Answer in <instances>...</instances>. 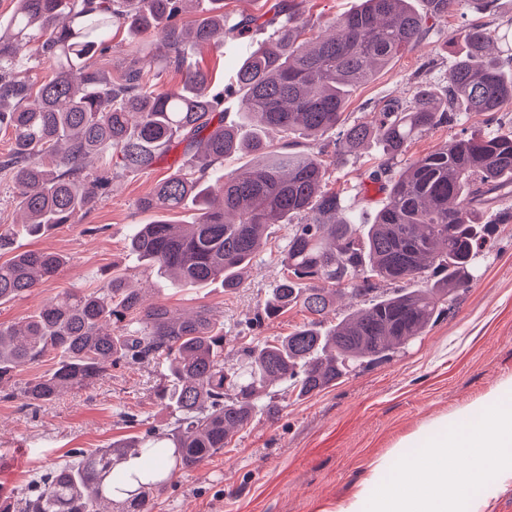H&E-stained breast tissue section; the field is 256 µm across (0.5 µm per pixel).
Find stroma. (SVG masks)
Instances as JSON below:
<instances>
[{"mask_svg": "<svg viewBox=\"0 0 512 512\" xmlns=\"http://www.w3.org/2000/svg\"><path fill=\"white\" fill-rule=\"evenodd\" d=\"M511 18L512 0H495L489 10L474 0L466 16L435 22L428 39L351 92L346 121H371L384 100L408 98L418 81L442 80L460 50L452 34L465 21L502 27ZM254 46L248 38L228 40L218 50L193 48L190 60L223 86ZM378 155L371 144L328 168L331 187L342 190L368 224L386 198L382 184L369 177ZM182 159V149L176 148L150 169L115 178L111 192L75 223L36 237L20 234L25 217L11 182L0 177V226L14 229V251L56 252L67 259L31 295L0 303V323L22 321L42 301L65 292L96 290L115 274L141 282L148 301L163 302L177 313L189 315L202 306L221 312L224 359L231 364L239 362L242 347L288 335L306 323L308 313L294 305L261 327L251 325L282 274L291 232L287 224L269 228L265 246L235 291H225L218 281L177 288L145 272L129 238L135 225L150 223L154 215L139 202ZM484 219L492 224L490 249L480 257L474 280L422 336L307 398L298 397L288 383H276L269 390L271 410L257 413L210 459L177 471L154 491L152 512H336L371 473L375 459L396 460L397 446L408 435L476 404L512 377V223L493 224L489 213ZM53 366L52 356H45L0 386L2 495L25 496L35 476L65 463L73 452L105 448L150 427L164 432L174 427L175 412L156 395L167 380L165 365H120L91 387L26 406L20 393L24 380Z\"/></svg>", "mask_w": 512, "mask_h": 512, "instance_id": "1", "label": "stroma"}]
</instances>
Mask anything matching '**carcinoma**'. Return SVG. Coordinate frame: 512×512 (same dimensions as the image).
<instances>
[{
    "label": "carcinoma",
    "mask_w": 512,
    "mask_h": 512,
    "mask_svg": "<svg viewBox=\"0 0 512 512\" xmlns=\"http://www.w3.org/2000/svg\"><path fill=\"white\" fill-rule=\"evenodd\" d=\"M469 2L428 0L425 16L410 0H361L332 22V34L313 38L299 0H283L261 23L250 15L227 20L224 0H16L0 28V131L11 140L0 175L16 190L28 232L74 221L110 192L113 166L141 172L182 144L188 159L139 206L169 213L189 201L198 216L192 224L136 225L131 250L178 288L219 280L235 289L268 228L297 218L283 275L255 323L297 304L312 319L274 344L246 348L245 367H235L224 361L223 315L203 308L184 317L162 303L146 305L141 289L115 274L93 292L54 297L27 319L0 324V382L60 354L50 373L24 382L23 397L34 406L94 385L117 364L162 363L169 384L160 401L179 412L166 433L150 429L78 452L39 479L37 494L9 500L0 512H100L124 486L130 490L121 512H151L152 490L223 450L275 382L290 383L300 396L316 393L423 335L444 303L469 287L486 244L479 215L512 202V131L462 133L424 155L406 152L425 131L512 103L509 32L482 22L462 27L456 39L463 50L442 82L377 106L369 123L342 119L352 88L425 40L428 18L462 13ZM190 10L197 16L187 26L182 16ZM121 28L154 35L156 52L128 46L114 78L93 58L113 49L112 32ZM261 31L267 37L243 59L231 87L213 85L187 61L191 46L220 47ZM496 42L499 55L491 52ZM32 60L50 63L52 76L34 77ZM168 70L183 74L179 86L147 85V77ZM226 93L260 127L224 121ZM336 127L339 157L368 142L381 149L372 179L388 183V198L372 224L347 217L344 196L328 187L323 152L301 148L299 139L315 141ZM270 131L286 142L271 144ZM242 153L254 162L222 173L224 159ZM94 154L101 165L91 175L85 160ZM66 264L57 253L12 256L0 263V301L31 294ZM374 278L421 286L324 327L336 288L363 297ZM134 458L141 459L138 474L122 469Z\"/></svg>",
    "instance_id": "cac0c4a2"
}]
</instances>
